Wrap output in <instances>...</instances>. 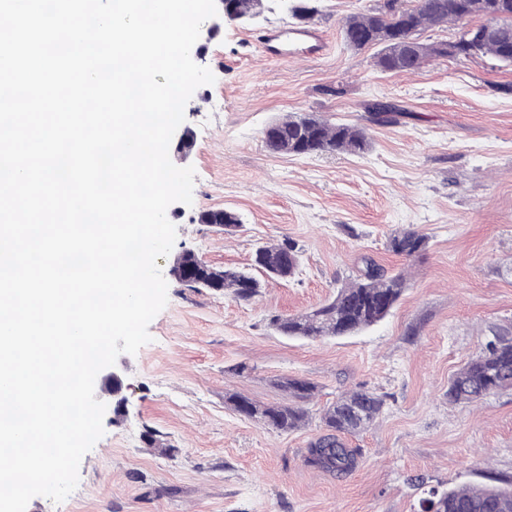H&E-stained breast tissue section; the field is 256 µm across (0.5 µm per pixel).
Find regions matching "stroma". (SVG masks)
<instances>
[{"label": "stroma", "mask_w": 512, "mask_h": 512, "mask_svg": "<svg viewBox=\"0 0 512 512\" xmlns=\"http://www.w3.org/2000/svg\"><path fill=\"white\" fill-rule=\"evenodd\" d=\"M385 0H315L326 36L317 60L292 62L247 46L252 33L296 20L263 0L250 23L205 20L192 60L215 76L185 106L194 136L193 203L171 204L173 255L193 251L221 268L254 266L256 249L291 240L299 268L263 279L244 302L169 276L168 302L149 343L125 355L121 422L82 458L76 489L27 512H418L425 487L512 482V391L480 404L449 403L450 376L492 329L512 325V65L488 55L432 59L420 73H387L376 48L353 50L346 17ZM390 105L389 121L372 116ZM314 113L365 130L360 154L271 153L263 130ZM211 209L237 213L227 234L199 223ZM415 228L427 250L407 260L387 249ZM402 271L406 288L381 322L357 335L289 338L273 316L310 310L356 277L363 259ZM315 383L304 427L281 432L230 409L225 394L283 403L282 379ZM366 388L382 413L347 439L349 474L306 463L324 406Z\"/></svg>", "instance_id": "35a3bbf8"}]
</instances>
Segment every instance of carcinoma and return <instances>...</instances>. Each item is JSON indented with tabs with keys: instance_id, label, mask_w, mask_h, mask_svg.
<instances>
[{
	"instance_id": "obj_1",
	"label": "carcinoma",
	"mask_w": 512,
	"mask_h": 512,
	"mask_svg": "<svg viewBox=\"0 0 512 512\" xmlns=\"http://www.w3.org/2000/svg\"><path fill=\"white\" fill-rule=\"evenodd\" d=\"M262 0H235V13L256 17ZM500 0H415L411 7L386 0L380 9L348 17L342 27L345 43L354 50L380 47L377 66L385 72L415 73L431 57H470L489 54L501 62L512 63V20L498 16ZM478 17L492 31L481 39L461 35L454 42L423 44L416 34L424 28L441 27L450 21ZM269 151L286 155H311L323 152L360 153L369 147L363 129L331 123L313 114L289 115L270 123L263 132ZM202 224H224L231 231L241 221L226 211L211 209L199 216ZM427 246V236L413 228L394 233L388 242L390 251L407 259L420 256ZM189 264L181 283L194 288L229 291L238 300L256 296L262 284L250 272L224 269L221 282H210L213 266L193 252L183 254ZM255 266L269 278L293 276L298 267L294 243L266 244L257 248ZM404 273H391L375 261H365L362 273L337 289L326 303L308 312L276 317L272 325L288 337L320 339L347 336L375 325L386 318L398 302L404 288ZM279 386L288 393V404H265L238 393L227 402L239 415L273 429L290 432L303 426L307 419L302 403L310 400L317 386L303 378H287ZM512 390V329H499L486 337L480 351L467 360L448 381V402L479 403L487 396ZM383 398L359 389L347 392L329 404L321 416L324 433L309 445L307 464L336 474H347L357 465V450L343 436L366 430L380 414ZM420 512H512V489L497 486L481 488L463 486L449 490L432 488L419 502Z\"/></svg>"
}]
</instances>
